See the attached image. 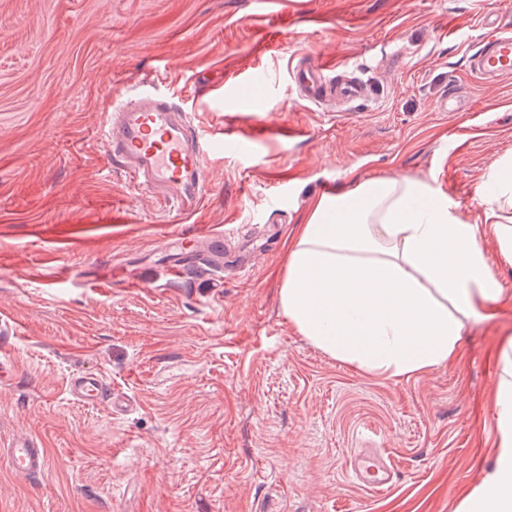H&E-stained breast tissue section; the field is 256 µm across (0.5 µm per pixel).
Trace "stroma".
<instances>
[{
	"label": "stroma",
	"mask_w": 512,
	"mask_h": 512,
	"mask_svg": "<svg viewBox=\"0 0 512 512\" xmlns=\"http://www.w3.org/2000/svg\"><path fill=\"white\" fill-rule=\"evenodd\" d=\"M489 13L512 24V0H0V448L23 432L48 453L32 480L0 457V512H457L492 463L512 339L495 242L499 318L467 321L452 362L401 380L319 351L278 288L324 183L419 178L475 222L483 176L512 157V81L468 64ZM303 56L348 66L368 98L302 100L287 73ZM247 75L266 89L251 104L233 93ZM153 79L204 127L305 134L210 158L201 210L180 214L100 139ZM452 86L467 110L440 111ZM220 230L249 266L204 254L171 273L183 239ZM98 372L125 414L69 399L71 375ZM365 444L388 454L390 488L354 480Z\"/></svg>",
	"instance_id": "35a3bbf8"
}]
</instances>
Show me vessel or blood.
<instances>
[{
	"label": "vessel or blood",
	"instance_id": "obj_1",
	"mask_svg": "<svg viewBox=\"0 0 512 512\" xmlns=\"http://www.w3.org/2000/svg\"><path fill=\"white\" fill-rule=\"evenodd\" d=\"M485 25L486 39L470 56V69L484 79L511 80L512 26L490 17ZM289 76L300 96L315 104L352 102L365 94L362 82L344 69L312 66L301 60ZM259 135L256 129L203 132L175 103L172 94L143 89L108 112L101 140L108 161L126 174L135 189L190 215L200 207L207 191L209 156L227 149L247 151ZM66 391L73 401L83 405L107 403L115 414L128 407L126 400L112 396L103 376L95 373L69 377ZM4 454L12 472L20 478L34 477L47 465L46 449L26 435L15 437ZM355 466L362 483L374 490H385L392 482L389 463L374 449H360Z\"/></svg>",
	"mask_w": 512,
	"mask_h": 512
}]
</instances>
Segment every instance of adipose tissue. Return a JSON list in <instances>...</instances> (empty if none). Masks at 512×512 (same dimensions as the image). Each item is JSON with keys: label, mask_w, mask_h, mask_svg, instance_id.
<instances>
[{"label": "adipose tissue", "mask_w": 512, "mask_h": 512, "mask_svg": "<svg viewBox=\"0 0 512 512\" xmlns=\"http://www.w3.org/2000/svg\"><path fill=\"white\" fill-rule=\"evenodd\" d=\"M479 198L482 221L470 224L418 178L320 197L288 241L283 314L312 345L374 377L448 365L465 320L499 311L483 241L512 265V159L487 171ZM498 361L494 459L463 512H512V341Z\"/></svg>", "instance_id": "obj_1"}]
</instances>
